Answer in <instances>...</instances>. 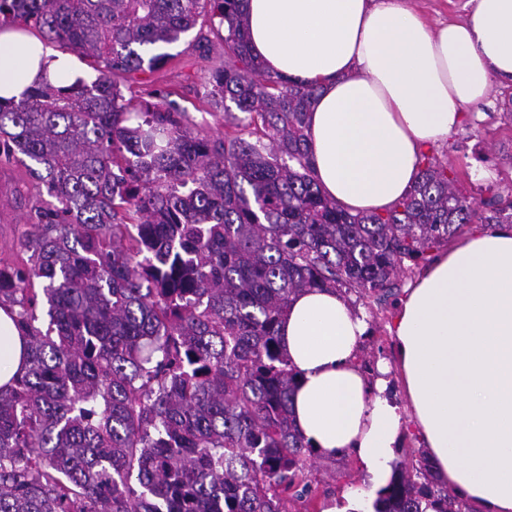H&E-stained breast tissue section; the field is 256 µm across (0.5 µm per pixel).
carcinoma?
I'll list each match as a JSON object with an SVG mask.
<instances>
[{
	"label": "carcinoma",
	"mask_w": 512,
	"mask_h": 512,
	"mask_svg": "<svg viewBox=\"0 0 512 512\" xmlns=\"http://www.w3.org/2000/svg\"><path fill=\"white\" fill-rule=\"evenodd\" d=\"M241 2L0 0V27L33 28L98 72L0 101V156L51 197L0 261V306L30 343L0 389V512H308L318 456L294 426L278 342L292 296L396 304L465 226L512 224V189L466 196L427 154L384 213L323 195L316 89L261 71ZM202 4L224 41L202 98L244 114L224 109L222 136L193 133L165 89L120 87L165 62L153 50L194 28ZM400 455L373 512H474L425 451Z\"/></svg>",
	"instance_id": "carcinoma-1"
}]
</instances>
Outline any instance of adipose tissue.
Returning a JSON list of instances; mask_svg holds the SVG:
<instances>
[{
    "instance_id": "1",
    "label": "adipose tissue",
    "mask_w": 512,
    "mask_h": 512,
    "mask_svg": "<svg viewBox=\"0 0 512 512\" xmlns=\"http://www.w3.org/2000/svg\"><path fill=\"white\" fill-rule=\"evenodd\" d=\"M471 2L466 20L433 25L402 0H244L262 71L317 89L308 135L325 196L353 213L388 210L465 108L512 83V0ZM81 75L72 56L0 30V97ZM367 329L334 290L292 297L279 337L298 373L301 436L323 456L352 452L377 491L412 417L442 482L477 512H512V225L452 242L408 288L393 326L405 403L386 394L388 366L372 381L355 366ZM26 349L1 306V388Z\"/></svg>"
}]
</instances>
